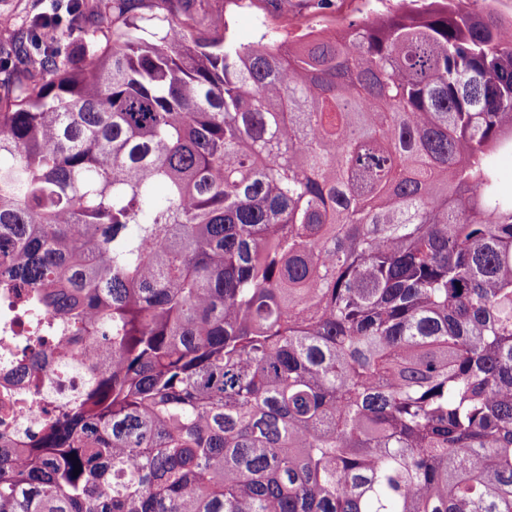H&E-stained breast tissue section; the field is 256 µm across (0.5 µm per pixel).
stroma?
Segmentation results:
<instances>
[{"mask_svg": "<svg viewBox=\"0 0 512 512\" xmlns=\"http://www.w3.org/2000/svg\"><path fill=\"white\" fill-rule=\"evenodd\" d=\"M51 5L52 0H0V56L10 57L15 33L50 13ZM397 8L396 0H331L324 10L317 0H144L137 14L151 31L178 23L206 41L226 36L246 44L266 30L295 36L323 25L343 28Z\"/></svg>", "mask_w": 512, "mask_h": 512, "instance_id": "35a3bbf8", "label": "stroma"}]
</instances>
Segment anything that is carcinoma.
<instances>
[{
	"mask_svg": "<svg viewBox=\"0 0 512 512\" xmlns=\"http://www.w3.org/2000/svg\"><path fill=\"white\" fill-rule=\"evenodd\" d=\"M462 2L34 29L0 293L30 385L84 384L34 432L0 398V512H512V23ZM145 0L134 13L149 31H167L175 23L210 41L233 37L241 43L258 39L265 30L295 36L323 25L344 28L376 11L395 12L397 0H331L317 9V0H170L157 6Z\"/></svg>",
	"mask_w": 512,
	"mask_h": 512,
	"instance_id": "1",
	"label": "carcinoma"
}]
</instances>
